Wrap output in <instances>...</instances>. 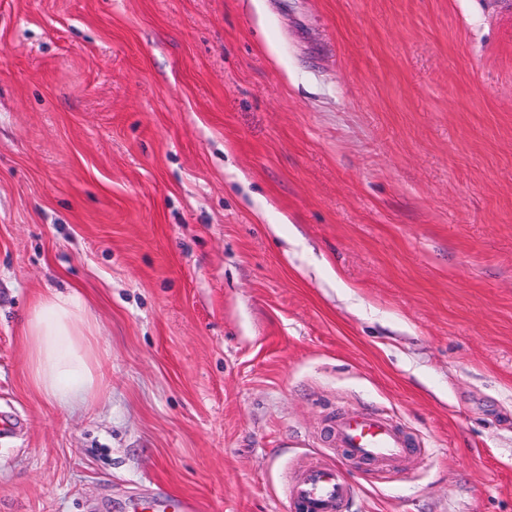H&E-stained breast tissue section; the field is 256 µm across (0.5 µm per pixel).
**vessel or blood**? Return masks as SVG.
Masks as SVG:
<instances>
[{"instance_id": "vessel-or-blood-1", "label": "vessel or blood", "mask_w": 512, "mask_h": 512, "mask_svg": "<svg viewBox=\"0 0 512 512\" xmlns=\"http://www.w3.org/2000/svg\"><path fill=\"white\" fill-rule=\"evenodd\" d=\"M336 447L352 460L373 468L386 478L394 466L416 452V445L387 416L363 409L340 415L334 426ZM354 489L341 467L318 461L300 467L287 486L292 512H345ZM130 512H203L198 498L162 490L147 499L129 503Z\"/></svg>"}]
</instances>
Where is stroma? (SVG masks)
I'll list each match as a JSON object with an SVG mask.
<instances>
[{
    "mask_svg": "<svg viewBox=\"0 0 512 512\" xmlns=\"http://www.w3.org/2000/svg\"><path fill=\"white\" fill-rule=\"evenodd\" d=\"M278 232H271V225ZM102 386L31 383L35 298ZM421 445L390 482L337 411ZM0 512H512V0H0ZM95 320L77 291L39 295L21 322L29 377L48 399L66 406L98 388L99 359L92 344ZM354 488L341 467L318 461L300 467L287 486V499L294 512H344ZM130 512H202L203 502L198 498L174 491L161 490L148 499H133Z\"/></svg>",
    "mask_w": 512,
    "mask_h": 512,
    "instance_id": "35a3bbf8",
    "label": "stroma"
}]
</instances>
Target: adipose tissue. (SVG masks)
<instances>
[{
  "label": "adipose tissue",
  "instance_id": "ef3b65f1",
  "mask_svg": "<svg viewBox=\"0 0 512 512\" xmlns=\"http://www.w3.org/2000/svg\"><path fill=\"white\" fill-rule=\"evenodd\" d=\"M29 377L48 399L67 405L98 388L99 359L92 344L95 320L78 292L39 295L21 322Z\"/></svg>",
  "mask_w": 512,
  "mask_h": 512
}]
</instances>
